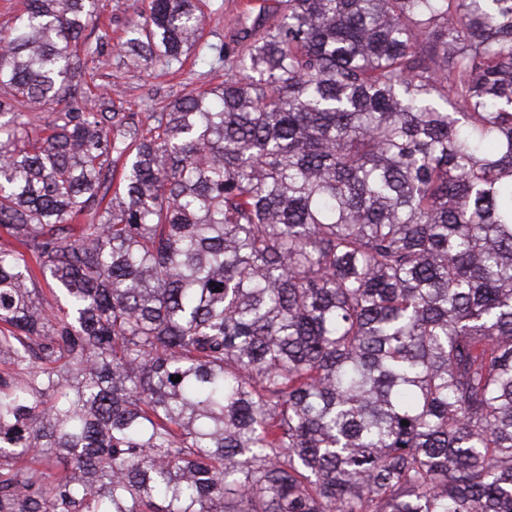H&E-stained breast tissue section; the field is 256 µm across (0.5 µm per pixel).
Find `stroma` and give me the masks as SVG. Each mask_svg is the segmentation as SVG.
<instances>
[{"label":"stroma","instance_id":"35a3bbf8","mask_svg":"<svg viewBox=\"0 0 512 512\" xmlns=\"http://www.w3.org/2000/svg\"><path fill=\"white\" fill-rule=\"evenodd\" d=\"M240 0H203L204 38L229 41L238 23ZM99 18L87 33L90 42H102L100 57H82L79 80L90 100L105 112H141L179 99L194 89L216 86L224 80L222 65L187 58L181 70L167 72L130 62L118 51L136 19L142 0H99Z\"/></svg>","mask_w":512,"mask_h":512}]
</instances>
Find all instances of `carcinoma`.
<instances>
[{
	"label": "carcinoma",
	"mask_w": 512,
	"mask_h": 512,
	"mask_svg": "<svg viewBox=\"0 0 512 512\" xmlns=\"http://www.w3.org/2000/svg\"><path fill=\"white\" fill-rule=\"evenodd\" d=\"M96 13L0 27V512H512V0H147L145 116ZM99 19L85 36L89 42L104 43L99 58L79 51L81 69L78 80L86 95L103 112H152L193 89H206L224 82V65L195 61L194 54L177 72L136 65L117 51L128 37L129 22L137 19L143 0H98ZM205 14L204 39L210 43L228 42L237 27L239 2L246 0H202ZM221 8L216 10L217 5Z\"/></svg>",
	"instance_id": "cac0c4a2"
}]
</instances>
